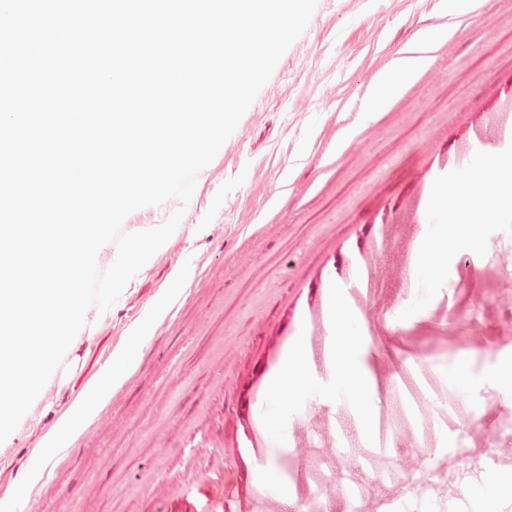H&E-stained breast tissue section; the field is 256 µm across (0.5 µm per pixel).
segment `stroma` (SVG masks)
<instances>
[{"instance_id": "obj_1", "label": "stroma", "mask_w": 512, "mask_h": 512, "mask_svg": "<svg viewBox=\"0 0 512 512\" xmlns=\"http://www.w3.org/2000/svg\"><path fill=\"white\" fill-rule=\"evenodd\" d=\"M442 36L429 46L427 30ZM423 47L414 76L385 109L364 99L378 77ZM512 145V0H317L304 32L213 160L189 202L131 212L126 233L181 213L180 229L106 311L89 308L62 372L52 374L0 443V504L15 512H271L253 478L268 444L258 413L283 350L343 283L363 316L381 383L379 432L364 447L347 406L309 402L289 421L301 449L294 512H309L320 461L355 457L372 482L347 496L341 471L322 512H372L407 489L431 448L464 435L472 453L452 483L423 493L419 512H504L512 445L497 433L512 403L487 384L467 395L439 383L448 405L408 418L394 381L437 380L466 361L483 376L512 357V223L485 224L477 251L456 250L444 290L419 321L393 316L413 297L420 202L438 175L469 170L478 143ZM150 321L135 370L98 419L40 480L22 481L44 438L96 383L113 353ZM503 485L493 500L484 480Z\"/></svg>"}]
</instances>
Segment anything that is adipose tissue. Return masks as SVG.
Masks as SVG:
<instances>
[{"instance_id": "ef3b65f1", "label": "adipose tissue", "mask_w": 512, "mask_h": 512, "mask_svg": "<svg viewBox=\"0 0 512 512\" xmlns=\"http://www.w3.org/2000/svg\"><path fill=\"white\" fill-rule=\"evenodd\" d=\"M410 62L395 65L379 78L366 99V109L381 111L413 75ZM421 211L425 222L412 253V276L418 291L399 309V320L409 325L434 299L448 266V253L463 246L476 248L479 223L512 221V152L480 149L473 153L471 174L466 180L453 177L436 179L423 196ZM148 333L147 326L135 331L129 347L112 356V364L100 382L91 386L73 404L71 410L46 437L42 452L34 460L30 475L39 479L45 463L68 448L108 403L113 388L133 372L138 349Z\"/></svg>"}]
</instances>
